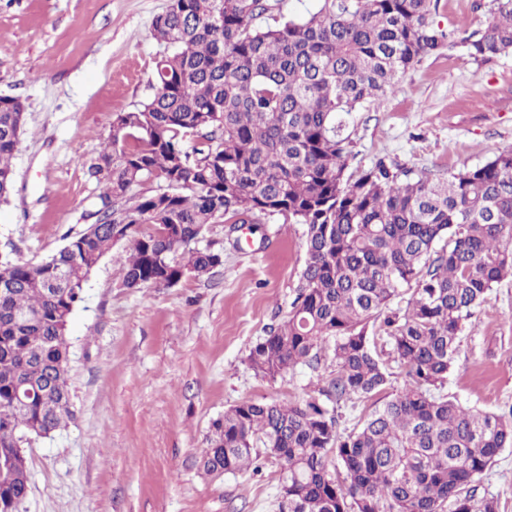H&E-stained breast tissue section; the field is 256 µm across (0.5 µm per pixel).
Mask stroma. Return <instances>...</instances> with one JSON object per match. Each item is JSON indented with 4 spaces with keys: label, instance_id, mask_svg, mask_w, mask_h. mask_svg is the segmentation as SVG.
<instances>
[{
    "label": "stroma",
    "instance_id": "obj_1",
    "mask_svg": "<svg viewBox=\"0 0 512 512\" xmlns=\"http://www.w3.org/2000/svg\"><path fill=\"white\" fill-rule=\"evenodd\" d=\"M169 0H0V96L20 98L27 124L0 201V256L39 263L91 222L101 192L88 167L115 114L154 93L153 35ZM493 0H431L436 28L482 30ZM350 171L377 161L437 179L512 148V55L458 50L422 58L392 93L355 114ZM304 228L275 214L231 227L216 219L201 247L221 252L210 277L124 288L105 257L69 323L75 416L31 439L27 498L17 512H279L277 462L257 473L201 474L211 425L242 402L288 403L329 389L332 351L317 369L270 379L250 348L288 316L306 260ZM462 406L512 408V281L467 321L443 388ZM512 512V446L477 485Z\"/></svg>",
    "mask_w": 512,
    "mask_h": 512
}]
</instances>
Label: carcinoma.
<instances>
[{
    "instance_id": "1",
    "label": "carcinoma",
    "mask_w": 512,
    "mask_h": 512,
    "mask_svg": "<svg viewBox=\"0 0 512 512\" xmlns=\"http://www.w3.org/2000/svg\"><path fill=\"white\" fill-rule=\"evenodd\" d=\"M269 0H170L155 19L170 52L154 95L117 114L89 177L101 186L88 226L42 264H0V501L20 505L28 462L14 452L74 418L70 319L88 276L122 241L123 286L203 278L221 254L194 247L222 217L282 214L305 226L307 258L288 318L254 344L272 380L316 368L333 342L336 399L392 386L368 325L381 320L403 386L345 436L310 396L247 401L212 422L206 475L280 466L279 512H497L468 486L512 445V412L462 407L442 393L465 321L512 279V149L433 180L383 161L347 173L353 114L392 91L426 55L512 52V0L481 31L435 28L430 0H320L263 27ZM19 99L0 101V187L11 189ZM197 136L189 150L184 138ZM157 185L151 193L138 190ZM407 307L382 315L403 289ZM342 466L338 479L329 463Z\"/></svg>"
}]
</instances>
